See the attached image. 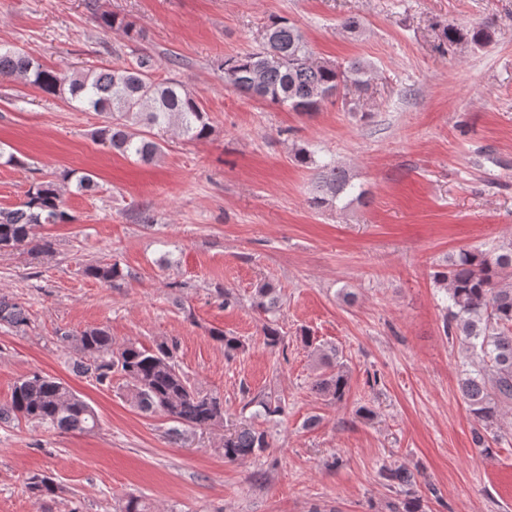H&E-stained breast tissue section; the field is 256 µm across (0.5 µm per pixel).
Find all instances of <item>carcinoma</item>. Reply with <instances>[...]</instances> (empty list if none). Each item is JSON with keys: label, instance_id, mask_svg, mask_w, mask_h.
<instances>
[{"label": "carcinoma", "instance_id": "obj_1", "mask_svg": "<svg viewBox=\"0 0 512 512\" xmlns=\"http://www.w3.org/2000/svg\"><path fill=\"white\" fill-rule=\"evenodd\" d=\"M99 23L119 29L136 40L133 23L103 15ZM492 37L486 26L446 23L438 26L444 46H485ZM224 83L234 90L295 112H316L340 88L368 87L370 66L353 60L345 67L319 61L302 31L286 18L272 19L265 26L261 46L254 52L224 58L220 63ZM156 64L149 55L112 68L56 71L43 65L31 53L0 45V79L32 86L47 95L60 96L75 107L104 117L96 135L112 151L144 164L158 161L164 153L165 135L173 132L188 142L203 141L212 133L208 113L199 98L177 80L155 78ZM294 158L316 170L317 195L310 205L322 207L354 192L348 172L333 162L317 163L313 153L300 147ZM72 216L66 207L64 190L53 181L35 183L25 199L13 208H0V250L29 247L42 253L51 241L34 237L35 229L47 224H68ZM84 274L103 281L122 276L119 263L89 265ZM446 301V332L461 338L465 378L461 392L478 421L475 445L489 448V430L498 423L502 406L512 404V246L506 250H465L448 258V268L434 274ZM253 304L269 315L263 328V344L275 350L282 341L276 314L281 305L280 290L263 283L254 290ZM29 322L23 305L0 296V325L19 328ZM211 336L224 346L231 358L244 349L243 341L220 329ZM57 341L74 356L76 370L100 384L121 374L129 383V397L142 413L167 417L174 426L171 439L188 432L224 426V398L191 384L181 371L176 344L160 342L152 348L128 342L116 349L112 336L103 328L60 329ZM301 341L313 348L325 371L313 388L343 400L349 378L336 347L313 346L309 333ZM258 413L276 416L284 412L281 400L254 398ZM19 418L33 421L60 434L92 432L99 426L95 409L66 383L49 375L33 374L18 379L9 401L0 404V424ZM270 447L268 435L251 425L238 427L224 437L221 451L229 462L245 460ZM384 478L399 487L416 483L414 473L404 466L383 470ZM28 490L37 498L55 492L48 477L32 476Z\"/></svg>", "mask_w": 512, "mask_h": 512}]
</instances>
